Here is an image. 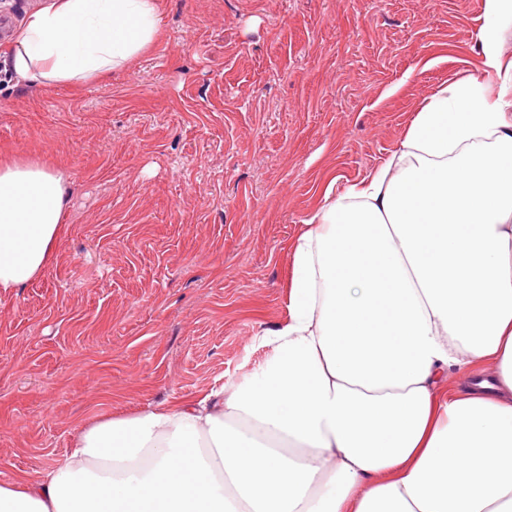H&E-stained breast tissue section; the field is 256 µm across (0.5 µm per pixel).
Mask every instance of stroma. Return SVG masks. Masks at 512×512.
I'll list each match as a JSON object with an SVG mask.
<instances>
[{
	"label": "stroma",
	"mask_w": 512,
	"mask_h": 512,
	"mask_svg": "<svg viewBox=\"0 0 512 512\" xmlns=\"http://www.w3.org/2000/svg\"><path fill=\"white\" fill-rule=\"evenodd\" d=\"M481 23L482 0H162L125 70L0 87V157L71 176L54 262L0 298V483L98 417L256 377L325 187L479 68Z\"/></svg>",
	"instance_id": "1"
}]
</instances>
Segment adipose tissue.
Segmentation results:
<instances>
[{
  "mask_svg": "<svg viewBox=\"0 0 512 512\" xmlns=\"http://www.w3.org/2000/svg\"><path fill=\"white\" fill-rule=\"evenodd\" d=\"M482 13L479 68L365 178L325 188L262 374L98 418L53 469L0 483V512H512V0ZM160 18L159 0H46L11 68L101 80ZM69 181L0 160V295L52 263Z\"/></svg>",
  "mask_w": 512,
  "mask_h": 512,
  "instance_id": "adipose-tissue-1",
  "label": "adipose tissue"
}]
</instances>
